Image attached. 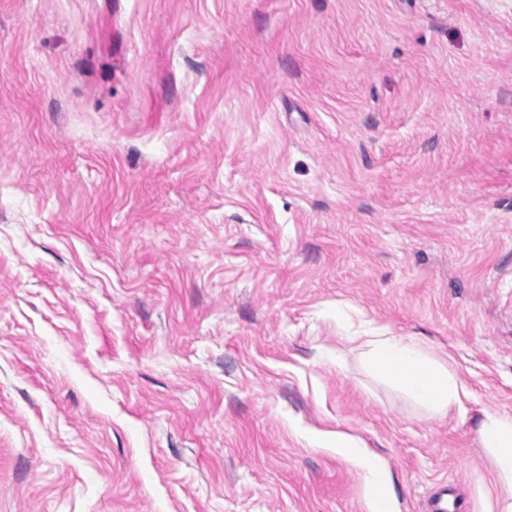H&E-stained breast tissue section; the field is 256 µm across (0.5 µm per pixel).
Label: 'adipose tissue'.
I'll return each instance as SVG.
<instances>
[{
  "mask_svg": "<svg viewBox=\"0 0 512 512\" xmlns=\"http://www.w3.org/2000/svg\"><path fill=\"white\" fill-rule=\"evenodd\" d=\"M359 347L385 380L432 416L442 418L451 408L463 407L466 387L421 343L376 333L361 337ZM476 436L492 461L495 483L509 492L503 512H512V414L493 408L481 410ZM333 440L337 453L360 468L365 485H372L383 471L379 459L356 436L339 432Z\"/></svg>",
  "mask_w": 512,
  "mask_h": 512,
  "instance_id": "adipose-tissue-1",
  "label": "adipose tissue"
}]
</instances>
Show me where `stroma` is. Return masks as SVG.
Here are the masks:
<instances>
[{
    "label": "stroma",
    "instance_id": "1",
    "mask_svg": "<svg viewBox=\"0 0 512 512\" xmlns=\"http://www.w3.org/2000/svg\"><path fill=\"white\" fill-rule=\"evenodd\" d=\"M414 339L429 417L360 358ZM512 0H0V512L503 492ZM359 349L390 384L405 392L433 417L464 408L468 391L456 374L421 343L376 333L357 337ZM477 442L490 457L497 485L508 490L502 512L512 511V414L482 409L476 428ZM333 440L332 446L336 448V452L360 468L364 483L368 488L374 483L377 475L383 474L381 490L384 497L392 503L388 491L387 478L379 459L371 454L356 436L336 432Z\"/></svg>",
    "mask_w": 512,
    "mask_h": 512
}]
</instances>
